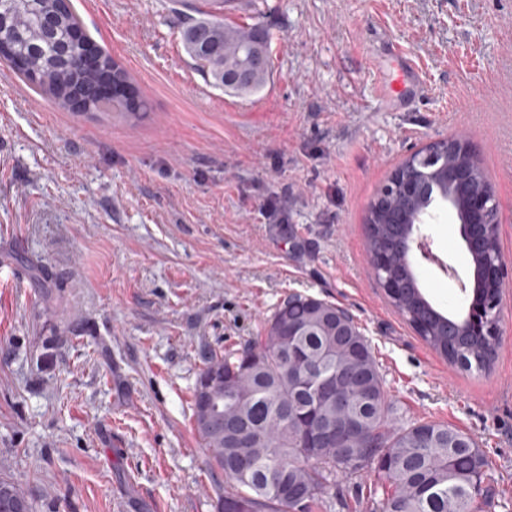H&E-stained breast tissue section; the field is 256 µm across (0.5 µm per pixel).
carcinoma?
I'll return each instance as SVG.
<instances>
[{
  "instance_id": "cac0c4a2",
  "label": "carcinoma",
  "mask_w": 512,
  "mask_h": 512,
  "mask_svg": "<svg viewBox=\"0 0 512 512\" xmlns=\"http://www.w3.org/2000/svg\"><path fill=\"white\" fill-rule=\"evenodd\" d=\"M183 30V42L211 85L238 97L253 96L270 80L269 37L259 27L224 21V4ZM0 60L41 92L70 108L83 94L85 110L128 109L122 99H94L88 92L105 75L129 84L126 70L104 52L99 66H78L72 33L80 20L61 0H0ZM448 192V169L471 168V189H485L486 175L470 158L438 147L422 155ZM427 207L389 181L370 205L366 244L371 257L384 256L377 279L397 288L391 304L417 334L459 370L488 374L499 344L500 296L486 275L487 255L472 257L477 288L472 302L485 317L477 333L464 320L442 314L424 297L409 256L400 248L413 231L415 211ZM314 369L343 373L337 399L314 402L306 388ZM193 423L208 449L211 466L224 474V501L237 499L246 512H308L335 483L336 475L377 472L369 497L382 493V512H483L492 507L489 462L466 433L434 421L401 425L390 421L379 365L353 317L343 308L311 296L285 300L267 320L258 343L212 353L200 369L192 396ZM341 428L356 422L343 442L315 443L317 421ZM306 493L297 504L280 496L281 480ZM28 501L13 481L0 480V512Z\"/></svg>"
}]
</instances>
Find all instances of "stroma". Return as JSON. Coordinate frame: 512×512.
I'll return each instance as SVG.
<instances>
[{"label":"stroma","mask_w":512,"mask_h":512,"mask_svg":"<svg viewBox=\"0 0 512 512\" xmlns=\"http://www.w3.org/2000/svg\"><path fill=\"white\" fill-rule=\"evenodd\" d=\"M128 72L137 115L72 112L0 65V479L33 512H217L224 478L192 420L207 356L241 347L294 294L347 310L399 424L431 420L487 456L512 512V281L488 375L453 366L391 305L365 219L392 171L465 134L499 205L512 277V0H234L228 22L271 41L272 77L215 88L182 41L177 0H70ZM394 40L429 92L378 103L372 68ZM288 202V221L265 207ZM448 277L417 259L425 297L467 311L470 256L439 207L423 225ZM337 476L310 512H381Z\"/></svg>","instance_id":"1"}]
</instances>
